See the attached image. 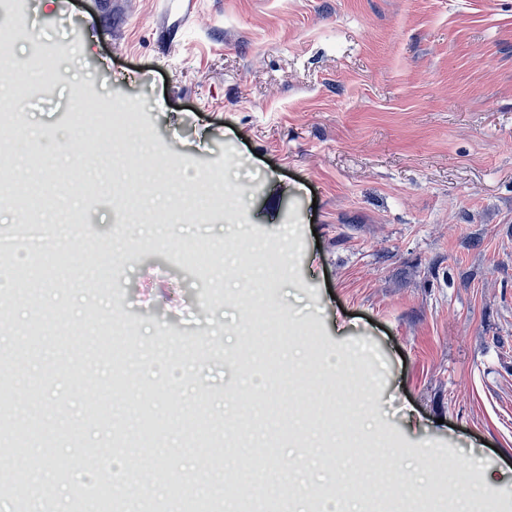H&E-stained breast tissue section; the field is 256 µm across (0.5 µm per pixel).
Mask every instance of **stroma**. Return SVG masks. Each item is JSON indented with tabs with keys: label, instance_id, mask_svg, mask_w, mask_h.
<instances>
[{
	"label": "stroma",
	"instance_id": "35a3bbf8",
	"mask_svg": "<svg viewBox=\"0 0 512 512\" xmlns=\"http://www.w3.org/2000/svg\"><path fill=\"white\" fill-rule=\"evenodd\" d=\"M27 0L0 13L11 57L54 71L18 118L32 140L0 154V182L43 174L33 220L83 222L112 247L41 276L10 311L0 355L15 397L0 435L27 421L45 465L0 512H95L97 480L73 448L136 457L224 503L261 481L337 508L425 497L445 512L459 468L493 480L476 512H512V0ZM113 105L115 141L87 160L78 108ZM152 171L136 206L122 188ZM108 191L87 204L77 174ZM220 177L232 195L184 222L186 188ZM214 247L223 280L188 264ZM98 278L89 297L84 273ZM69 282L59 296L56 280ZM288 322L267 343L260 325ZM139 375L107 382L129 353ZM197 415L190 435L176 412ZM156 419L147 449L124 441ZM223 439L219 467L194 469ZM333 446L363 472L238 467L248 455ZM408 465L417 488L395 482Z\"/></svg>",
	"mask_w": 512,
	"mask_h": 512
}]
</instances>
